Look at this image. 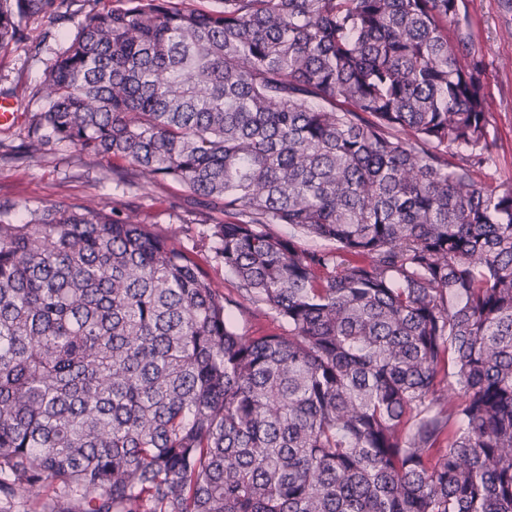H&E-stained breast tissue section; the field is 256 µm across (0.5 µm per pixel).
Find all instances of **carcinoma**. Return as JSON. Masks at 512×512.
Listing matches in <instances>:
<instances>
[{"instance_id":"cac0c4a2","label":"carcinoma","mask_w":512,"mask_h":512,"mask_svg":"<svg viewBox=\"0 0 512 512\" xmlns=\"http://www.w3.org/2000/svg\"><path fill=\"white\" fill-rule=\"evenodd\" d=\"M73 2L0 0V48ZM221 2L84 15L26 147L205 199L236 296L129 217L0 204V499L512 512V179L476 180L468 0Z\"/></svg>"}]
</instances>
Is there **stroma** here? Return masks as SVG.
<instances>
[{
    "label": "stroma",
    "mask_w": 512,
    "mask_h": 512,
    "mask_svg": "<svg viewBox=\"0 0 512 512\" xmlns=\"http://www.w3.org/2000/svg\"><path fill=\"white\" fill-rule=\"evenodd\" d=\"M118 4L119 0H74L71 19L26 21L24 40L0 49V99L9 101L15 112L11 122L0 125V203L10 205L18 219L37 207L70 203L131 216L176 244L196 246L201 267L224 293H234V278L212 260L207 248L196 245L200 231L218 222V215L179 184L160 180L145 192L134 182H116L111 162L66 143L34 157L19 150L31 116L49 106V69L62 38L74 33L85 13L104 12ZM470 10L485 46L486 79L502 142L496 169L505 178L512 176V11L504 9L502 0H470Z\"/></svg>",
    "instance_id": "stroma-1"
}]
</instances>
